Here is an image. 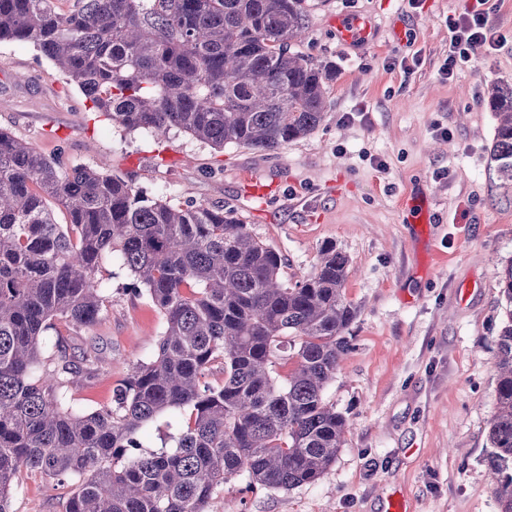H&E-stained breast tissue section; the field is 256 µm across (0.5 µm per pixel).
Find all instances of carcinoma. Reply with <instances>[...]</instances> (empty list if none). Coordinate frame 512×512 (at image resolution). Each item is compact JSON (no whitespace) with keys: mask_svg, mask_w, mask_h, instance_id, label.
Masks as SVG:
<instances>
[{"mask_svg":"<svg viewBox=\"0 0 512 512\" xmlns=\"http://www.w3.org/2000/svg\"><path fill=\"white\" fill-rule=\"evenodd\" d=\"M72 2L62 12L57 0H0V42L33 45L128 131L275 153L324 118L336 69L291 50L308 0ZM488 105L490 157L512 182V86L494 88ZM114 256L130 275L125 290L147 296L165 329L111 405L76 412L67 391L103 359L49 331L100 320L98 274ZM348 263L328 245L290 284L280 253L224 206L150 198L106 163L67 168L0 128V512L22 469L77 479L63 512H205L235 475L250 489L315 483L347 431L324 391L357 316L344 297ZM498 284L506 322L482 463L499 512H512V260ZM217 364L224 379L211 383ZM185 408L173 445L146 447L148 427Z\"/></svg>","mask_w":512,"mask_h":512,"instance_id":"1","label":"carcinoma"}]
</instances>
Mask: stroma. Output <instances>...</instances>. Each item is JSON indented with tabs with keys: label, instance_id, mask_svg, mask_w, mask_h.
I'll return each instance as SVG.
<instances>
[{
	"label": "stroma",
	"instance_id": "35a3bbf8",
	"mask_svg": "<svg viewBox=\"0 0 512 512\" xmlns=\"http://www.w3.org/2000/svg\"><path fill=\"white\" fill-rule=\"evenodd\" d=\"M309 5L296 49L335 66L336 79L320 125L278 152L220 151L176 131L159 143L113 126L26 43H0V127L69 167L109 162L150 196L224 205L282 255L288 282L310 275L325 246L347 255L345 297L358 314L325 391L348 425L335 462L290 490L250 491L229 477L209 512H384L391 497L410 512H498L481 455L496 408L497 266L512 260V183L490 163L487 99L512 85V0L488 2L498 47L470 53L450 76L448 19L465 0ZM356 15L375 35L349 44L338 25ZM249 174L275 182L267 199L246 196ZM103 274L107 309L83 335L106 366L69 389L81 412L110 404L164 330L146 298L124 292L118 260ZM72 489L20 471L10 512H62Z\"/></svg>",
	"mask_w": 512,
	"mask_h": 512
}]
</instances>
